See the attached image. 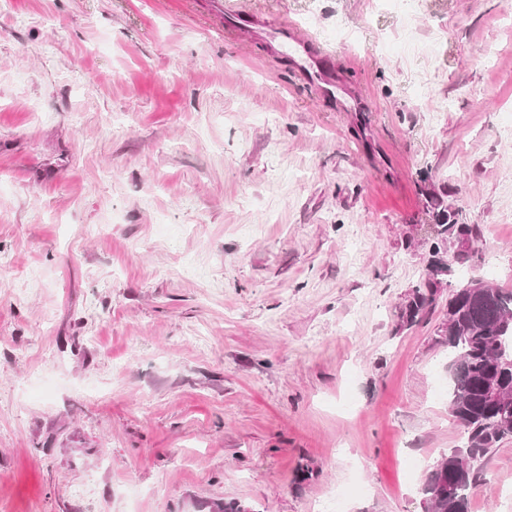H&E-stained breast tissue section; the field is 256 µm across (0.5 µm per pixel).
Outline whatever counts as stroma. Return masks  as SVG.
<instances>
[{"label":"stroma","instance_id":"obj_1","mask_svg":"<svg viewBox=\"0 0 512 512\" xmlns=\"http://www.w3.org/2000/svg\"><path fill=\"white\" fill-rule=\"evenodd\" d=\"M511 128L512 0H0V512H422L464 434L398 313L449 207L512 289ZM276 36L284 45L292 48L304 61L306 64L305 67L308 71V77L322 84L320 88L323 93H334L336 86L323 78L320 71L321 63L319 56L322 53L319 48L314 45V40L308 34H306L293 21L285 20L278 26Z\"/></svg>","mask_w":512,"mask_h":512}]
</instances>
